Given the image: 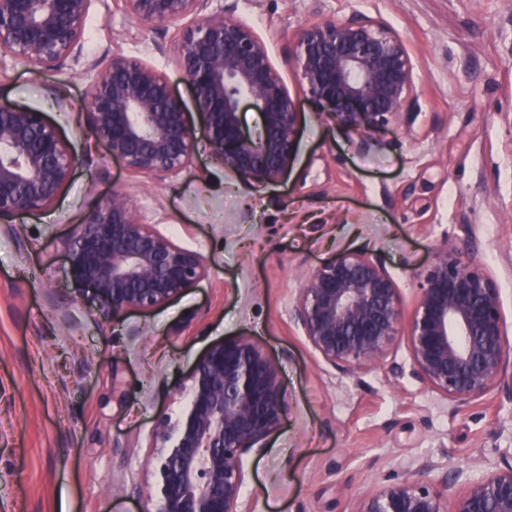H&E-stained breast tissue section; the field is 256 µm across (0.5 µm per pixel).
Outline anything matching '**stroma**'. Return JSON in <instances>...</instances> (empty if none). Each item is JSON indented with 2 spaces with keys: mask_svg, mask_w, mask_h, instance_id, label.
<instances>
[{
  "mask_svg": "<svg viewBox=\"0 0 512 512\" xmlns=\"http://www.w3.org/2000/svg\"><path fill=\"white\" fill-rule=\"evenodd\" d=\"M269 49L301 104L296 157L279 182L239 178L199 146L155 183L134 176L87 131L86 63L120 53L193 91L173 57L177 24L145 27L120 0H93L81 63L44 72L0 61V97L44 113L78 163L49 209L0 219V512H156L112 494L116 476L154 489L158 423L213 343L247 336L278 364L284 414L248 464L253 512H352L356 496L411 477L418 462L479 471L512 448V403L456 409L381 365H323L291 312L307 275L344 252L383 262L404 314L437 246L475 243L498 283L512 347V0H212ZM359 16L406 41L416 90L399 121L358 137L305 97L297 33ZM126 191L157 230L201 252L208 279L148 312L103 318L69 297L75 224Z\"/></svg>",
  "mask_w": 512,
  "mask_h": 512,
  "instance_id": "1",
  "label": "stroma"
}]
</instances>
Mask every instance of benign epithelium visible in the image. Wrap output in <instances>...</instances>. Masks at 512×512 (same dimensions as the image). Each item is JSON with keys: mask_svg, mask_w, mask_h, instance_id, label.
Wrapping results in <instances>:
<instances>
[{"mask_svg": "<svg viewBox=\"0 0 512 512\" xmlns=\"http://www.w3.org/2000/svg\"><path fill=\"white\" fill-rule=\"evenodd\" d=\"M92 0H0V57L54 70L82 57ZM143 25L185 22L174 44L179 72L194 90L201 129L169 78L119 53L90 64L84 104L89 131L131 172L162 182L187 168L204 139L241 178L278 182L295 155L301 112L274 69L265 42L210 0H122ZM303 89L355 134L396 122L414 93L410 55L395 31L352 16L325 18L296 36ZM248 99L260 109L250 135ZM77 158L43 113L0 100V218L50 207ZM70 298L107 318L163 306L209 276L206 258L145 222L122 190L93 208L66 245ZM408 326L409 365L392 363L460 407L490 394L512 402V351L494 276L470 244H444L418 275ZM315 353L340 374L386 360L404 321L384 264L345 252L314 269L292 309ZM176 390L187 403L175 423L158 424L166 452L153 467L159 512H251L243 500L246 461L259 456L283 419L280 371L246 336L209 346ZM419 477L357 497L352 512H512V455L443 470L426 460Z\"/></svg>", "mask_w": 512, "mask_h": 512, "instance_id": "7a95c632", "label": "benign epithelium"}]
</instances>
